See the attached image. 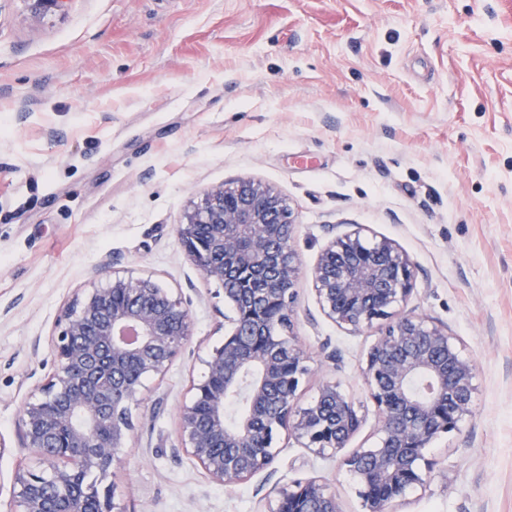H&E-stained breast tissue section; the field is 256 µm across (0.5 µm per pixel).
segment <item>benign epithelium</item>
<instances>
[{
	"label": "benign epithelium",
	"instance_id": "obj_1",
	"mask_svg": "<svg viewBox=\"0 0 512 512\" xmlns=\"http://www.w3.org/2000/svg\"><path fill=\"white\" fill-rule=\"evenodd\" d=\"M293 211L270 187L249 178L214 186L177 227L199 278L223 287L234 309L230 334L205 359L179 417L184 448L213 481L227 487L266 471L287 429L315 456L340 454L364 421L336 382L299 405L308 352L298 344L290 304L300 277L292 246ZM312 281L323 314L358 334L383 323L365 356L362 377L378 416V440L342 458L358 484L365 512H393L415 485L432 479L429 444L458 429L474 405L476 367L448 329L403 313L413 291L409 257L386 238L360 233L334 238L315 264ZM188 304L149 277L115 275L87 288L61 313L50 351L52 376L24 403L23 447L40 466L14 477V512H121L100 494L129 447L142 380L162 376L190 336ZM422 379L419 395L410 384ZM246 394L239 423L226 426L227 399ZM274 512H340L336 494L312 478L279 491Z\"/></svg>",
	"mask_w": 512,
	"mask_h": 512
}]
</instances>
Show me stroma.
<instances>
[{
    "label": "stroma",
    "instance_id": "35a3bbf8",
    "mask_svg": "<svg viewBox=\"0 0 512 512\" xmlns=\"http://www.w3.org/2000/svg\"><path fill=\"white\" fill-rule=\"evenodd\" d=\"M250 178L294 215L293 332L323 381L361 406L377 328L321 312L311 271L336 236L386 237L414 265L409 308L476 365L473 412L426 452L430 482L394 512H512V0H0V512L37 466L18 418L54 370L62 308L113 273L189 304L191 335L145 382L123 462L99 481L123 512H270L316 477L364 512L338 459L280 432L271 468L213 482L183 448L180 410L230 331L176 226L209 188Z\"/></svg>",
    "mask_w": 512,
    "mask_h": 512
}]
</instances>
